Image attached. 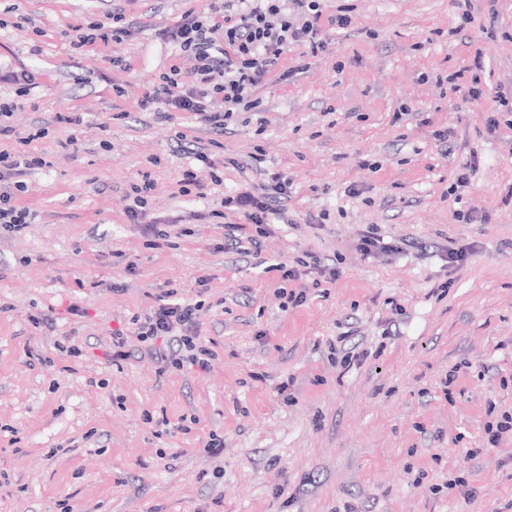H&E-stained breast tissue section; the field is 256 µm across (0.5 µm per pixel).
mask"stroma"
I'll return each instance as SVG.
<instances>
[{"mask_svg": "<svg viewBox=\"0 0 512 512\" xmlns=\"http://www.w3.org/2000/svg\"><path fill=\"white\" fill-rule=\"evenodd\" d=\"M212 3L0 0V64L36 77L0 96L47 162L17 198L34 223L0 235V512H512V431L488 442L512 413V106L493 98L512 0H325L350 25L288 51L221 133L137 106L194 66L161 30ZM119 8L128 37L73 48ZM476 61L472 100L448 77ZM179 132L222 161L205 197L180 189ZM275 173L286 218L259 251L224 249L225 198ZM367 234L395 251L366 256ZM297 260L307 299L284 311L277 266ZM170 290L204 301L210 368L160 373L133 339L113 366V330ZM144 177L145 179L143 180V183H132L130 186L131 192L135 195L133 197H131L130 193L126 195V199L132 198V203L127 204L124 208L125 213L130 220H135L139 217L142 213V210L139 212V209L144 208L147 204V197L151 191L155 189V183L151 181L147 175Z\"/></svg>", "mask_w": 512, "mask_h": 512, "instance_id": "35a3bbf8", "label": "stroma"}]
</instances>
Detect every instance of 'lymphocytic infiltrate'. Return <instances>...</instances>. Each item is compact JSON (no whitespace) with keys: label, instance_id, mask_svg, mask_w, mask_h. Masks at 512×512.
I'll list each match as a JSON object with an SVG mask.
<instances>
[{"label":"lymphocytic infiltrate","instance_id":"lymphocytic-infiltrate-1","mask_svg":"<svg viewBox=\"0 0 512 512\" xmlns=\"http://www.w3.org/2000/svg\"><path fill=\"white\" fill-rule=\"evenodd\" d=\"M240 11H232L229 0H215L209 14L186 13L164 28L163 39L192 56L195 66L190 80L171 67L152 91L138 99L140 109L163 103L170 112H187L203 118L216 131H223L235 113L254 108L253 95L290 48L305 46L318 52L316 34L321 22L346 28L343 14L324 16L323 0H240ZM42 157L30 152L0 150V230L17 233L34 218L17 203L26 192L25 171L44 166ZM288 181L273 176L271 192L256 195L243 190L228 198V205L244 218L226 223L225 247L243 244L259 247L273 217L284 215ZM202 302L188 300L161 303L153 312L133 316L138 341L152 348L164 368L182 370L185 365L207 369L215 359L213 349L202 345L197 334Z\"/></svg>","mask_w":512,"mask_h":512}]
</instances>
